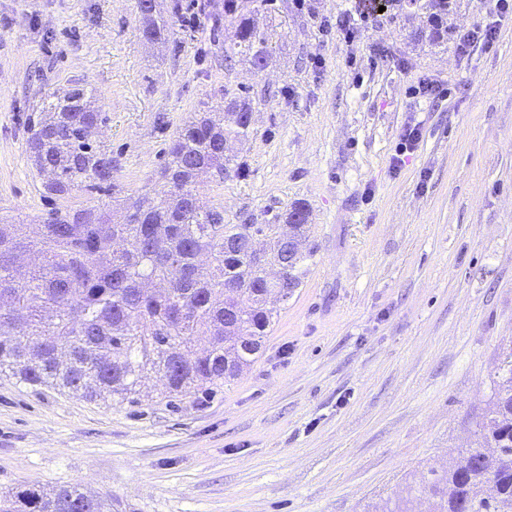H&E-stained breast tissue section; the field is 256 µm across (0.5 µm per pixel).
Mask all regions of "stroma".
Returning a JSON list of instances; mask_svg holds the SVG:
<instances>
[{"mask_svg": "<svg viewBox=\"0 0 512 512\" xmlns=\"http://www.w3.org/2000/svg\"><path fill=\"white\" fill-rule=\"evenodd\" d=\"M262 72L224 68V0H0V208L49 209L23 121L74 81L98 91L124 198L141 195L189 113L248 96L242 175L201 188L232 224L310 210L301 285L274 304L255 363L201 406L174 409L148 374L135 399L89 400L0 373V494L67 484L118 512H386L428 504L414 474L482 440L512 347V18L458 58L427 0L372 13L352 42L320 20L357 0H271ZM444 97L418 101L419 79ZM421 140L392 168L398 135ZM154 10L152 7L144 6L138 11L142 20L143 32L149 33L154 42H163L173 33L172 28L163 17L154 15Z\"/></svg>", "mask_w": 512, "mask_h": 512, "instance_id": "obj_1", "label": "stroma"}]
</instances>
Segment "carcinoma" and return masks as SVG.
<instances>
[{
  "mask_svg": "<svg viewBox=\"0 0 512 512\" xmlns=\"http://www.w3.org/2000/svg\"><path fill=\"white\" fill-rule=\"evenodd\" d=\"M143 31L163 42L172 34L154 9L139 10ZM235 27L236 51L224 55L264 70L271 51L244 0H224ZM95 89L78 82L44 99L27 118L30 161L43 176L39 191L55 202L29 224L0 216V371L21 382L50 385L86 398L126 397L148 372L159 375L168 398L199 403L258 358L273 321L267 293L288 299L301 283L307 253L275 243L274 224H226L207 208L199 188L243 163L224 153V141L251 134V103L226 101L235 121L192 112L176 131L150 192L123 224L78 200L77 192L114 188L112 154L89 139L88 127L106 117ZM285 218L309 232V212L296 204ZM270 239V259L287 268L269 281L249 253L244 231ZM485 446L466 448L443 475L419 486L427 512H512V350L503 353ZM0 512H112L74 485L48 494L20 486L0 497Z\"/></svg>",
  "mask_w": 512,
  "mask_h": 512,
  "instance_id": "obj_1",
  "label": "carcinoma"
}]
</instances>
